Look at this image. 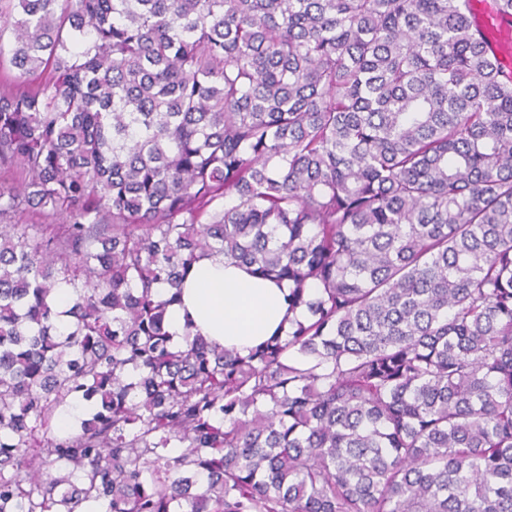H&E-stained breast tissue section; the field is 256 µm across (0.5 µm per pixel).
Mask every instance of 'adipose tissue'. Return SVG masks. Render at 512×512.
Listing matches in <instances>:
<instances>
[{"mask_svg": "<svg viewBox=\"0 0 512 512\" xmlns=\"http://www.w3.org/2000/svg\"><path fill=\"white\" fill-rule=\"evenodd\" d=\"M287 287L251 274L224 257L194 264L182 302L169 314V331L182 338L193 330L206 339L245 351L287 327L294 313Z\"/></svg>", "mask_w": 512, "mask_h": 512, "instance_id": "ef3b65f1", "label": "adipose tissue"}]
</instances>
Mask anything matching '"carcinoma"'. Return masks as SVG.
I'll return each instance as SVG.
<instances>
[{
  "label": "carcinoma",
  "instance_id": "cac0c4a2",
  "mask_svg": "<svg viewBox=\"0 0 512 512\" xmlns=\"http://www.w3.org/2000/svg\"><path fill=\"white\" fill-rule=\"evenodd\" d=\"M467 2L0 0V84L51 72L0 93V512H512V68ZM214 255L302 316L174 343Z\"/></svg>",
  "mask_w": 512,
  "mask_h": 512
}]
</instances>
